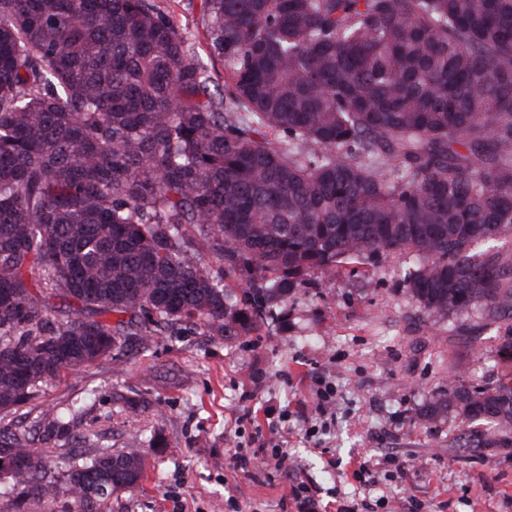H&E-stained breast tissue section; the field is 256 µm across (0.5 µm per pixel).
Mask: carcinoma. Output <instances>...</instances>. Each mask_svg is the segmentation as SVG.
<instances>
[{"label": "carcinoma", "instance_id": "cac0c4a2", "mask_svg": "<svg viewBox=\"0 0 512 512\" xmlns=\"http://www.w3.org/2000/svg\"><path fill=\"white\" fill-rule=\"evenodd\" d=\"M205 8L225 96L153 0H0V456L24 497L98 512L143 479L138 448L46 479L14 415L62 371L162 328H268L305 273L407 252L424 308L512 317V265L481 249L512 246V0ZM226 274L249 281L241 309ZM450 409L512 439L511 384L426 414Z\"/></svg>", "mask_w": 512, "mask_h": 512}]
</instances>
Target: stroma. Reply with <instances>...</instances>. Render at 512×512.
<instances>
[{
    "instance_id": "stroma-1",
    "label": "stroma",
    "mask_w": 512,
    "mask_h": 512,
    "mask_svg": "<svg viewBox=\"0 0 512 512\" xmlns=\"http://www.w3.org/2000/svg\"><path fill=\"white\" fill-rule=\"evenodd\" d=\"M155 4L226 89L206 46L204 0ZM412 263L389 254L310 273L273 303L270 331H160L124 364L103 359L64 374L19 425L54 462L71 451L143 449V481L101 512H298V480L322 512H512V444L462 448L491 424L421 417L458 381L501 378L496 339L512 334V319L489 306L426 311L405 291ZM321 379L336 393L328 418L316 405ZM49 406L69 411L63 433L37 423ZM279 448L288 472L238 465Z\"/></svg>"
}]
</instances>
